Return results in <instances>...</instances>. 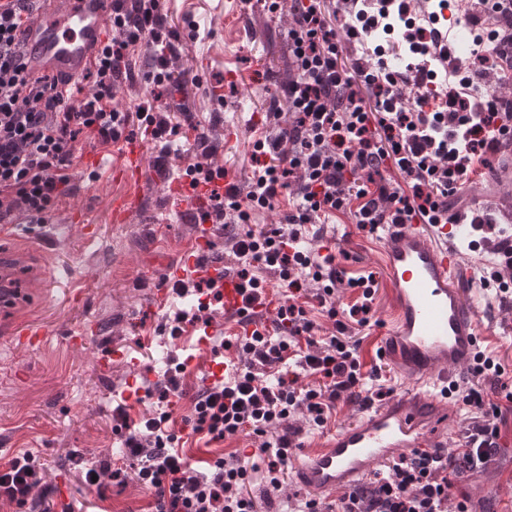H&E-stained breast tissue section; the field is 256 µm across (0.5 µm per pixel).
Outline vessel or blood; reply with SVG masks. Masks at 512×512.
<instances>
[{
	"mask_svg": "<svg viewBox=\"0 0 512 512\" xmlns=\"http://www.w3.org/2000/svg\"><path fill=\"white\" fill-rule=\"evenodd\" d=\"M112 0H37L36 18L24 28L28 74H52L71 83L92 64L110 25ZM145 149L137 141L125 142L115 175L141 169ZM211 184L184 177L170 190L194 215L205 211ZM470 236L465 217L455 223L388 224L380 236L379 262L388 275L390 313L385 321L387 338L381 347L384 361L397 367L410 383L408 393L382 406L366 410L352 426L331 433L318 447L307 448L294 469L295 478L318 498L354 486L381 462L398 454L430 445L442 434L459 404L452 395L456 373L470 368L477 356L491 350L492 338L483 329L473 303L455 287ZM211 227L199 225L193 242L154 282L157 304H165L170 287L186 276L207 277L222 285L224 306L206 331L193 328L186 341L205 347L210 336L232 327L263 329L277 318L280 297L266 295L255 306L249 326H242L243 297L238 279L225 273L221 263L209 260ZM11 343L35 351L44 341L40 329L15 326Z\"/></svg>",
	"mask_w": 512,
	"mask_h": 512,
	"instance_id": "obj_1",
	"label": "vessel or blood"
}]
</instances>
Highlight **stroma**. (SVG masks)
Instances as JSON below:
<instances>
[{
    "label": "stroma",
    "instance_id": "obj_1",
    "mask_svg": "<svg viewBox=\"0 0 512 512\" xmlns=\"http://www.w3.org/2000/svg\"><path fill=\"white\" fill-rule=\"evenodd\" d=\"M161 6L166 30L179 35L173 53L161 60L141 47L131 51L135 76L114 78L109 105L131 113L142 107L192 113L193 126L183 127L177 138L179 154L157 167L161 141L131 121L122 140L143 141L147 163L117 178L111 168L119 142L103 145L79 134L70 192L42 218L55 231L56 242L45 246L33 239L29 223L17 225L13 240L0 241V280L12 279L23 292L0 320V465L31 453L45 466L49 499L78 501L83 512H146L152 500L150 490L131 477L121 486L105 483L99 491L85 489L82 482V461L106 456L119 465L127 462L112 431V398L124 393L131 370L121 362L101 366L112 346H125L139 358L150 387L164 384L176 359L188 358L181 375L183 397L170 424L187 456H228L238 445L233 438L209 443L192 433L193 399L205 382L208 352L171 333L177 314L191 311L192 299L175 297L157 308L153 280L197 232L180 197L167 190L169 181L188 175L199 161L197 142L206 143L211 160L222 162L229 178H250L252 145L274 128L265 118V105L271 96L282 95V77L291 68L290 18L242 0H162ZM161 65L177 93L147 85L146 75ZM228 126L237 131L231 141L224 137ZM91 152L101 156V166L88 165ZM129 195L137 198L136 207L115 218L114 199ZM77 210L96 227L95 241H87L75 224ZM323 239L344 250L339 264L348 276L371 274L377 281L374 324L361 347L364 358L373 359L390 309L378 241L358 231L346 215L327 226ZM482 322L495 338L492 353L505 370L502 380L512 386V298L486 309ZM17 323L44 330V345L32 353L15 349L6 330ZM81 328L89 340L76 351L67 337ZM453 496L468 498L473 512H512V417L492 464L459 483Z\"/></svg>",
    "mask_w": 512,
    "mask_h": 512
}]
</instances>
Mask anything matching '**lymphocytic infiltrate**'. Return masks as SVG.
I'll return each instance as SVG.
<instances>
[{"label":"lymphocytic infiltrate","instance_id":"1","mask_svg":"<svg viewBox=\"0 0 512 512\" xmlns=\"http://www.w3.org/2000/svg\"><path fill=\"white\" fill-rule=\"evenodd\" d=\"M28 2L18 0L14 12L0 14V222L14 214L42 216L67 195L80 133L109 143L135 116L164 140L166 158L181 127L192 122L188 112L175 121L166 113L142 109L133 116L107 104L130 47L144 40L160 57L172 48L162 35L158 0H113L112 26L121 36L99 49L96 91L76 104L57 83L26 71L21 28L30 17ZM323 2L290 0L285 6L296 71L287 90L289 120L274 137L255 142L247 186L224 185L225 213L245 226L230 238L244 301L251 306L266 294L262 274L269 270L283 303L271 331L224 340L239 362L196 395L192 430L213 442L243 435L258 444L197 469L176 449L177 436L168 429L171 399L182 393L174 374L158 389L161 411L139 426L129 425L123 408H116L115 428L123 434L126 455L139 463L135 477L155 491L152 512H258L247 486L254 480L282 486L296 447L290 417L302 414L310 427L321 428L338 401L367 408L382 400L385 392L376 385L380 364H366L360 340L348 333L350 324L369 325L375 280H357L361 299L349 307L347 320L338 319L343 270L335 252L308 249L305 241L322 237L324 224L339 213L371 235L387 224L447 223L472 165L489 164L512 126V101L491 88L477 90L478 80L491 71L512 76V0H453L460 21L472 20L474 3H481L479 20L491 36L487 43L476 40L463 59L451 54L447 29L426 10L429 0H344L333 25ZM414 3L427 19L429 40L419 44L405 33L419 55L405 72L390 70L381 59L356 62L349 72L339 67V34L360 39L390 11L403 16ZM434 60L446 63L454 76L441 91L430 68ZM391 168L399 180L387 178ZM293 182L297 196L281 223L250 228L252 213L274 208ZM478 230L489 251L501 257L482 284L493 281L502 292L512 291V239L502 236L487 210ZM308 292L332 318L330 335H317L303 300ZM462 400L470 417L456 448L414 449L389 460L385 475L328 502L306 498L295 512H471L467 499L452 500L451 489L490 463L506 412L476 387H468ZM41 481L32 455L13 458L0 467V501L21 510L34 501Z\"/></svg>","mask_w":512,"mask_h":512}]
</instances>
